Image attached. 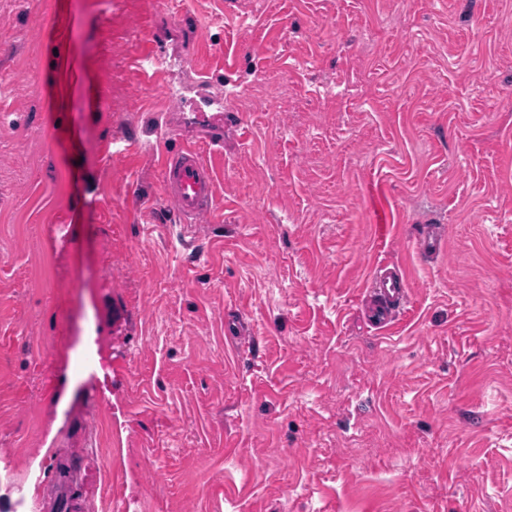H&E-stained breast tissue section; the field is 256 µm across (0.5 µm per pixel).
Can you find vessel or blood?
<instances>
[{
    "label": "vessel or blood",
    "mask_w": 512,
    "mask_h": 512,
    "mask_svg": "<svg viewBox=\"0 0 512 512\" xmlns=\"http://www.w3.org/2000/svg\"><path fill=\"white\" fill-rule=\"evenodd\" d=\"M220 129H213L205 142L187 144L178 150H164L161 163V192L181 223L195 224L213 209L216 194L214 175L203 156L205 146L218 145ZM442 228L430 224L415 236L421 254L433 255L442 248ZM377 301L368 314L377 325L390 323L407 294V281L390 264H383L374 281Z\"/></svg>",
    "instance_id": "obj_1"
}]
</instances>
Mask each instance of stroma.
<instances>
[{
  "label": "stroma",
  "instance_id": "35a3bbf8",
  "mask_svg": "<svg viewBox=\"0 0 512 512\" xmlns=\"http://www.w3.org/2000/svg\"><path fill=\"white\" fill-rule=\"evenodd\" d=\"M52 7L0 0V512H512V0ZM222 125L214 126L210 136L178 150L165 148L161 163L162 196L183 224H197L213 209L216 194L214 175L203 156L207 146H218ZM442 228L436 224H429L415 236V246L418 252L424 255H433L442 248ZM373 288L378 300L369 308L371 320L378 326H386L400 308L407 294V281L402 274H398L386 263L380 266Z\"/></svg>",
  "mask_w": 512,
  "mask_h": 512
}]
</instances>
